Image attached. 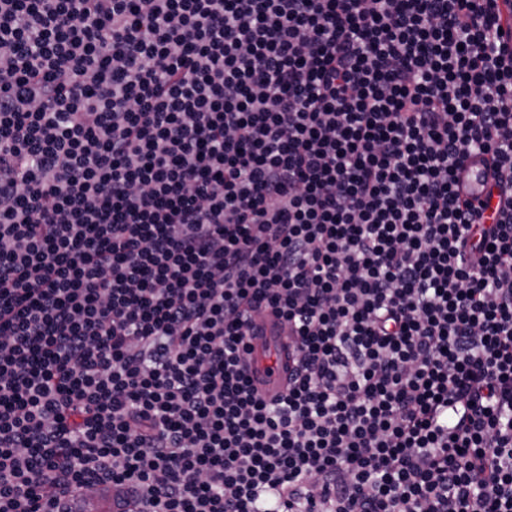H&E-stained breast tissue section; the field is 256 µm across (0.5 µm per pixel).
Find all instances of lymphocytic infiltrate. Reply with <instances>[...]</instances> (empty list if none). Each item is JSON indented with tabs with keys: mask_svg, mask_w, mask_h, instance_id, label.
Segmentation results:
<instances>
[{
	"mask_svg": "<svg viewBox=\"0 0 512 512\" xmlns=\"http://www.w3.org/2000/svg\"><path fill=\"white\" fill-rule=\"evenodd\" d=\"M505 23L0 0V512H512ZM488 177L487 162L483 155L473 154L459 173L460 191L472 198L481 197ZM290 341L287 330L278 320L268 316L257 336L249 337V375L270 397L280 395L286 388Z\"/></svg>",
	"mask_w": 512,
	"mask_h": 512,
	"instance_id": "lymphocytic-infiltrate-1",
	"label": "lymphocytic infiltrate"
}]
</instances>
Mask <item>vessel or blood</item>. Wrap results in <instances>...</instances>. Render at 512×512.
<instances>
[{
  "mask_svg": "<svg viewBox=\"0 0 512 512\" xmlns=\"http://www.w3.org/2000/svg\"><path fill=\"white\" fill-rule=\"evenodd\" d=\"M488 177L487 162L483 155H472L459 173L460 191L477 198L483 195ZM251 355L249 375L268 396L284 392L287 384L286 363L290 339L278 320L268 317L261 331L250 337Z\"/></svg>",
  "mask_w": 512,
  "mask_h": 512,
  "instance_id": "vessel-or-blood-1",
  "label": "vessel or blood"
}]
</instances>
